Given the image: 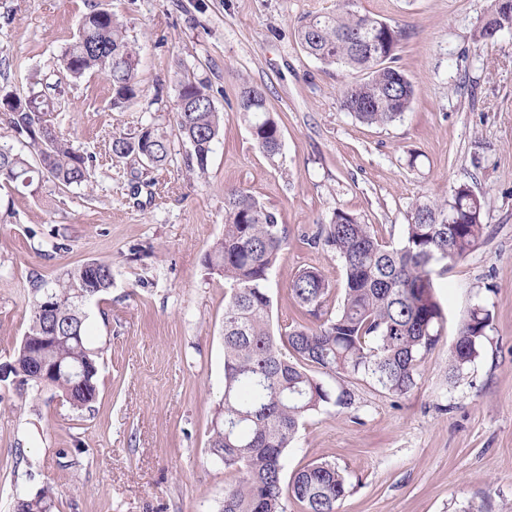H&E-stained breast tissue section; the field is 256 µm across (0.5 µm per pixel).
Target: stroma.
Listing matches in <instances>:
<instances>
[{
  "mask_svg": "<svg viewBox=\"0 0 512 512\" xmlns=\"http://www.w3.org/2000/svg\"><path fill=\"white\" fill-rule=\"evenodd\" d=\"M337 0H0V79L47 91L56 127L96 157L92 189L34 193L0 186V363L11 362L31 316L30 277L50 280L90 259L112 265V287L86 306L99 395L75 411L0 382V512L53 487V512H218L232 472L209 454L224 391V280L205 257L224 233V190H248L276 212L286 240L270 275L271 323L310 319L290 281L314 267L331 281L340 259L312 244L341 208L399 244L416 202L465 184L483 197L487 231L463 259L435 263L447 322L394 395L364 377L328 379L348 408L310 414L287 449L286 472L328 461L349 491L339 512H512V33L480 35L491 0H353L351 8L404 32L394 65L414 85L401 119L359 122L343 109L354 75L301 47V18ZM112 10L139 48L137 102L121 112L98 74L72 79L59 55L84 13ZM209 85L224 115L206 174L186 178L190 147L174 124L179 85ZM261 88L282 132L269 161L237 110L243 84ZM167 131L165 168L112 157L113 132ZM66 238L67 252L51 249ZM491 313L479 356L450 381L458 323Z\"/></svg>",
  "mask_w": 512,
  "mask_h": 512,
  "instance_id": "stroma-1",
  "label": "stroma"
}]
</instances>
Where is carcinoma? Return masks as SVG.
I'll return each mask as SVG.
<instances>
[{"mask_svg": "<svg viewBox=\"0 0 512 512\" xmlns=\"http://www.w3.org/2000/svg\"><path fill=\"white\" fill-rule=\"evenodd\" d=\"M379 25L371 45L364 43L367 23ZM512 32V0H492L481 34ZM302 48L327 64L362 73L344 84V109L362 123L387 126L410 108L412 81L392 66L402 31L376 18L359 15L343 0L336 12L315 15L296 29ZM138 47L112 12L96 9L84 14L76 38L64 48L60 66L74 78L89 71L108 80L112 109L122 111L139 96ZM177 96L189 100L188 111L176 112L180 138L191 148L189 175L202 176L224 125L208 86L187 81ZM54 105L42 92L20 97L0 87V109L7 116L11 137L22 145L0 143V182L35 192L45 180L64 189L91 182L94 157L75 149L51 119ZM238 112L258 148L273 160L281 153L278 123L257 86L242 87ZM110 151L119 159L163 168L171 155L167 132L147 126L132 136L112 133ZM484 201L466 184L451 197L427 199L414 205L403 242L390 246L379 240L373 225L343 209L333 212L314 242L336 252L345 271L338 312L324 310L332 285L316 268L298 271L290 288L315 328L299 324L275 334L271 327V297L266 288L286 238L277 216L242 188L224 191V234L205 258L209 273L224 278V394L211 421L212 460L237 474L224 493L219 512H287L293 499L303 512H338L348 492L344 473L333 463H310L296 470L283 486V456L302 420L329 405L346 407L351 394L324 385L309 373L313 367L329 376L359 375L373 379L392 394L415 386L419 363L442 335L445 316L434 297L432 264L455 261L470 252L486 232ZM112 287L109 263L88 260L63 275L33 281L32 311L12 364L20 388L37 395L43 381L32 371L34 350L41 336L54 335L40 346L46 357L63 368L84 365L76 379L63 374L54 386L70 406L81 411L99 395L96 355L86 347L85 308ZM51 292L47 311L43 289ZM489 311L473 308L457 331L451 348L450 373L461 376L479 356ZM52 489L16 501L17 512H47Z\"/></svg>", "mask_w": 512, "mask_h": 512, "instance_id": "cac0c4a2", "label": "carcinoma"}]
</instances>
